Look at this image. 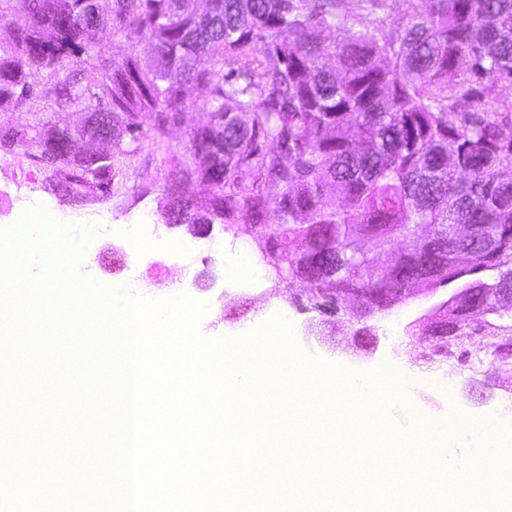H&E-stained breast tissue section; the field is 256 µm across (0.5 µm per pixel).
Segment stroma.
<instances>
[{"label":"stroma","instance_id":"stroma-1","mask_svg":"<svg viewBox=\"0 0 512 512\" xmlns=\"http://www.w3.org/2000/svg\"><path fill=\"white\" fill-rule=\"evenodd\" d=\"M206 121L201 103L191 98L181 127L170 131L163 147H155L148 137L135 144L126 136L114 142L111 198L93 197L81 205L48 192V172L32 150L0 152V229H10L26 209L43 206L58 222L92 225L91 236L80 245L78 267L94 282L125 288L134 274L142 281L135 296L158 300L185 294L204 303L208 316L197 325L203 339L235 336L280 317L290 323V336L302 354L344 375L385 376L390 397L407 391L412 407L434 429H444L454 413L479 423H512V358L499 356L500 345L512 342V311L482 316L480 329L458 337L449 356L435 354L431 340L418 329L424 314L449 294V287L442 285L368 319L377 343L363 351L352 340L358 327L352 316L355 300L341 301L336 314L326 315L307 301L300 280H281L268 268L259 282L230 275L239 252H247L254 262L262 260L252 225L214 228L212 237L220 243L215 250L199 248L197 239L170 228L155 242L136 241L138 224L162 223L160 204L169 174L187 158L189 129ZM187 267L192 270L188 277L183 274ZM456 453L452 474L432 473L428 480L440 485L447 500L467 505L471 480L489 487L497 472L488 468L472 474L470 449L460 447Z\"/></svg>","mask_w":512,"mask_h":512}]
</instances>
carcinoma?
<instances>
[{"label":"carcinoma","mask_w":512,"mask_h":512,"mask_svg":"<svg viewBox=\"0 0 512 512\" xmlns=\"http://www.w3.org/2000/svg\"><path fill=\"white\" fill-rule=\"evenodd\" d=\"M0 0L14 38L0 46V109H24L0 147L31 146L63 199L111 193L112 156L69 152L70 133L40 101L90 112L132 142L153 116L156 144L182 122L191 88L208 115L188 133L190 162L170 174L165 223L269 227L259 247L281 273L298 253L331 249L335 278L312 288H410L457 283L488 267L512 273V103L484 105L512 85V0H425L392 26L362 25L384 0ZM106 27L118 45L97 40ZM334 33L333 38L322 32ZM146 40L143 61L122 43ZM45 71L46 84L29 78ZM211 182L199 199L192 186ZM280 190L272 198L265 182ZM421 224L435 236L406 254L389 247ZM475 235L459 261L453 229ZM378 242L371 257L358 243Z\"/></svg>","instance_id":"carcinoma-1"}]
</instances>
